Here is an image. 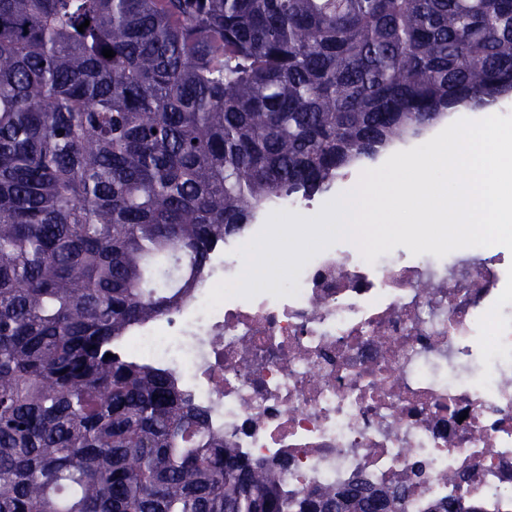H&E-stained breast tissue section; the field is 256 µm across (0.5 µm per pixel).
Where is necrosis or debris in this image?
I'll return each mask as SVG.
<instances>
[{
  "label": "necrosis or debris",
  "mask_w": 512,
  "mask_h": 512,
  "mask_svg": "<svg viewBox=\"0 0 512 512\" xmlns=\"http://www.w3.org/2000/svg\"><path fill=\"white\" fill-rule=\"evenodd\" d=\"M225 239L180 306L143 326L129 354L168 368L245 459L285 462L283 484L403 486L427 512L459 495L512 512V287L493 247L365 261L332 245L282 282L283 298L210 289L240 272Z\"/></svg>",
  "instance_id": "4bbe7bcc"
}]
</instances>
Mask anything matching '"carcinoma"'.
<instances>
[{
    "instance_id": "carcinoma-1",
    "label": "carcinoma",
    "mask_w": 512,
    "mask_h": 512,
    "mask_svg": "<svg viewBox=\"0 0 512 512\" xmlns=\"http://www.w3.org/2000/svg\"><path fill=\"white\" fill-rule=\"evenodd\" d=\"M509 96L512 0H0V512H404L288 495L123 346L267 201Z\"/></svg>"
}]
</instances>
